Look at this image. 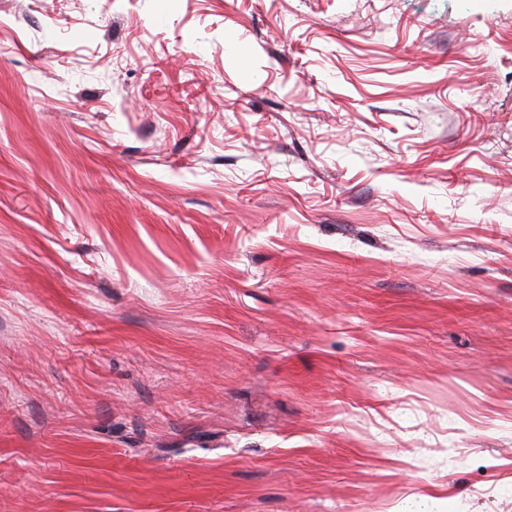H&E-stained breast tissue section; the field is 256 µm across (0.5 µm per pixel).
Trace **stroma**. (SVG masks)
Instances as JSON below:
<instances>
[{
	"mask_svg": "<svg viewBox=\"0 0 512 512\" xmlns=\"http://www.w3.org/2000/svg\"><path fill=\"white\" fill-rule=\"evenodd\" d=\"M0 512H512V0H0Z\"/></svg>",
	"mask_w": 512,
	"mask_h": 512,
	"instance_id": "obj_1",
	"label": "stroma"
}]
</instances>
